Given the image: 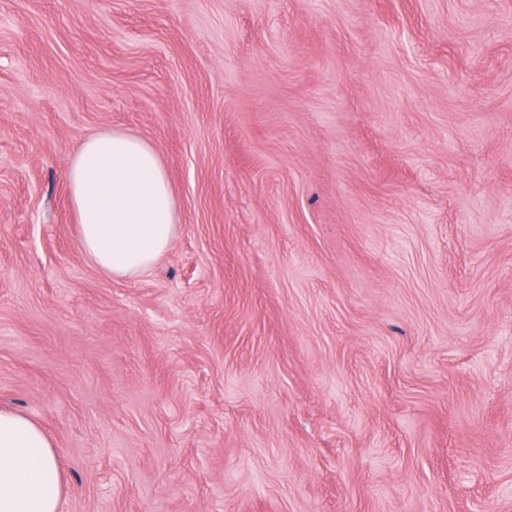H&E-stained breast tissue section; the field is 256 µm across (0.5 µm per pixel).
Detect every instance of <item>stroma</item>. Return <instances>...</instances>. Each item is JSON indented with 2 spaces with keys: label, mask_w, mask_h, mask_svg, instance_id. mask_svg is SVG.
<instances>
[{
  "label": "stroma",
  "mask_w": 512,
  "mask_h": 512,
  "mask_svg": "<svg viewBox=\"0 0 512 512\" xmlns=\"http://www.w3.org/2000/svg\"><path fill=\"white\" fill-rule=\"evenodd\" d=\"M106 128L178 203L123 278ZM0 406L61 512H512V0H0ZM66 181L82 250L102 272H145L170 249L177 200L158 154L138 135L105 129L82 139Z\"/></svg>",
  "instance_id": "stroma-1"
}]
</instances>
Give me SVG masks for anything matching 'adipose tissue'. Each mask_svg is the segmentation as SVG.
Returning <instances> with one entry per match:
<instances>
[{
    "mask_svg": "<svg viewBox=\"0 0 512 512\" xmlns=\"http://www.w3.org/2000/svg\"><path fill=\"white\" fill-rule=\"evenodd\" d=\"M66 181L83 252L102 272H145L170 249L177 200L156 151L105 129L79 141ZM64 477L51 436L0 407V512H60Z\"/></svg>",
    "mask_w": 512,
    "mask_h": 512,
    "instance_id": "obj_1",
    "label": "adipose tissue"
}]
</instances>
